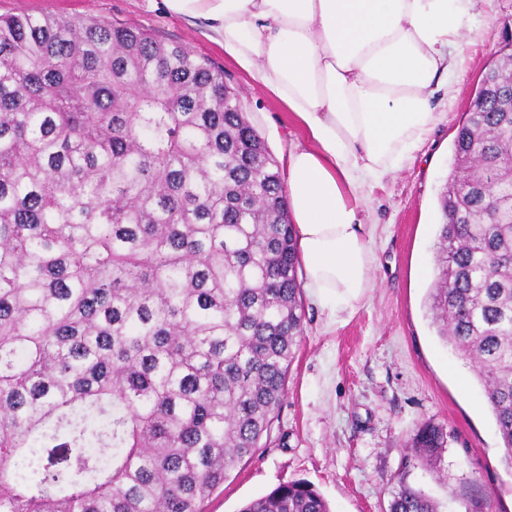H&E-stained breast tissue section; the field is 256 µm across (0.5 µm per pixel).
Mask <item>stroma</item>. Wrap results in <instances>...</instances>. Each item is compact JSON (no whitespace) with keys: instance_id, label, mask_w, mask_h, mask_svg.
Wrapping results in <instances>:
<instances>
[{"instance_id":"35a3bbf8","label":"stroma","mask_w":512,"mask_h":512,"mask_svg":"<svg viewBox=\"0 0 512 512\" xmlns=\"http://www.w3.org/2000/svg\"><path fill=\"white\" fill-rule=\"evenodd\" d=\"M27 12L105 18L188 46L224 70L250 121L276 161L305 144L293 116L190 20L147 0H0V14ZM450 75L448 96L433 130L404 167L369 183L359 216L376 256L375 286L355 308L330 316L302 288L304 334L288 372V395L275 423V442L233 470L203 504L204 512H239L278 485L303 480L331 512H388L399 475L441 505V512H512V469L494 416L470 361L440 341L427 306L439 221L438 196L450 172L458 123L484 68L512 32V0H482ZM443 425L448 446L437 471L405 469L418 426Z\"/></svg>"}]
</instances>
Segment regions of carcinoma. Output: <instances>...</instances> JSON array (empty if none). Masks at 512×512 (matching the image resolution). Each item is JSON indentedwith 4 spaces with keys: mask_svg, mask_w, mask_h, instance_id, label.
Listing matches in <instances>:
<instances>
[{
    "mask_svg": "<svg viewBox=\"0 0 512 512\" xmlns=\"http://www.w3.org/2000/svg\"><path fill=\"white\" fill-rule=\"evenodd\" d=\"M428 310L512 467V53L439 197ZM285 183L224 71L104 18L0 15V512H202L303 336ZM423 423L405 467L435 465ZM401 473L389 512H439ZM240 512H330L304 481Z\"/></svg>",
    "mask_w": 512,
    "mask_h": 512,
    "instance_id": "carcinoma-1",
    "label": "carcinoma"
}]
</instances>
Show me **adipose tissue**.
<instances>
[{"label": "adipose tissue", "instance_id": "adipose-tissue-1", "mask_svg": "<svg viewBox=\"0 0 512 512\" xmlns=\"http://www.w3.org/2000/svg\"><path fill=\"white\" fill-rule=\"evenodd\" d=\"M477 0H163L203 23L301 125L286 188L306 286L331 313L373 286L360 190L437 121Z\"/></svg>", "mask_w": 512, "mask_h": 512}]
</instances>
